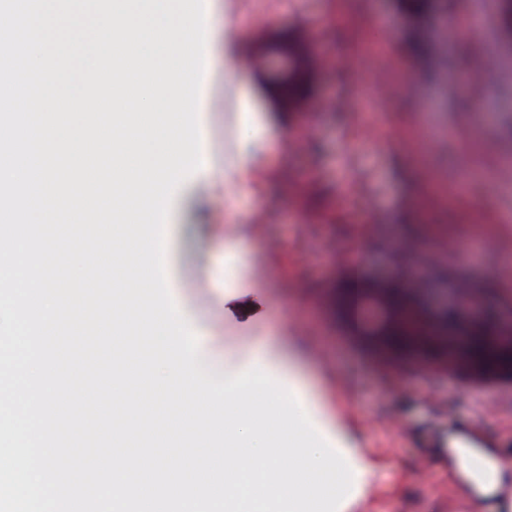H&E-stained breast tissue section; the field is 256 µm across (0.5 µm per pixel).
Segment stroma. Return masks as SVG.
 I'll return each mask as SVG.
<instances>
[{
    "label": "stroma",
    "mask_w": 512,
    "mask_h": 512,
    "mask_svg": "<svg viewBox=\"0 0 512 512\" xmlns=\"http://www.w3.org/2000/svg\"><path fill=\"white\" fill-rule=\"evenodd\" d=\"M427 34L442 55L420 61L399 0H219L232 28L231 70L203 77L211 175L222 191L198 220L201 190L188 185L175 224L176 303L200 325H224V355L285 342L309 353L303 372L355 434L376 476L349 512H512L494 494L464 503L450 480L448 438L478 422L482 443L512 486V382H469L394 363L366 347L342 316L338 290L373 272L423 265L431 288L480 297L512 320V58L499 0H440ZM482 32L495 58L480 97L464 75L480 67L464 32ZM304 33L316 92L299 109L270 89L243 50L268 54L274 36ZM404 83L397 96L380 82ZM260 113L267 147L250 185L224 171L241 107ZM239 234L262 280L225 261L206 227ZM231 293L249 310L215 300Z\"/></svg>",
    "instance_id": "35a3bbf8"
}]
</instances>
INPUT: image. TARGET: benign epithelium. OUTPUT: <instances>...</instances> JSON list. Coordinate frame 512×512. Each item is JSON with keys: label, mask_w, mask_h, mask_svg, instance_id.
<instances>
[{"label": "benign epithelium", "mask_w": 512, "mask_h": 512, "mask_svg": "<svg viewBox=\"0 0 512 512\" xmlns=\"http://www.w3.org/2000/svg\"><path fill=\"white\" fill-rule=\"evenodd\" d=\"M402 281L343 288L344 313L359 339L397 358L474 380L512 381V322L448 295L424 300Z\"/></svg>", "instance_id": "7a95c632"}]
</instances>
